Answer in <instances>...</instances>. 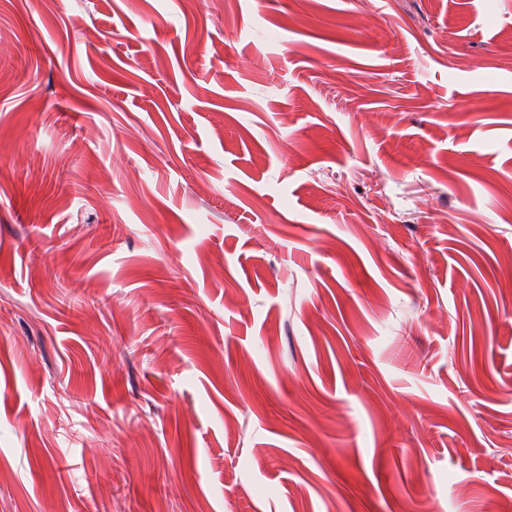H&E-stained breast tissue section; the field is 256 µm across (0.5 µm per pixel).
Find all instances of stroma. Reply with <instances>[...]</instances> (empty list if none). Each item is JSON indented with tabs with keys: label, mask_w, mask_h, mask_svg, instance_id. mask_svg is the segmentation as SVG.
Segmentation results:
<instances>
[{
	"label": "stroma",
	"mask_w": 512,
	"mask_h": 512,
	"mask_svg": "<svg viewBox=\"0 0 512 512\" xmlns=\"http://www.w3.org/2000/svg\"><path fill=\"white\" fill-rule=\"evenodd\" d=\"M0 512L512 499V0H0Z\"/></svg>",
	"instance_id": "stroma-1"
}]
</instances>
